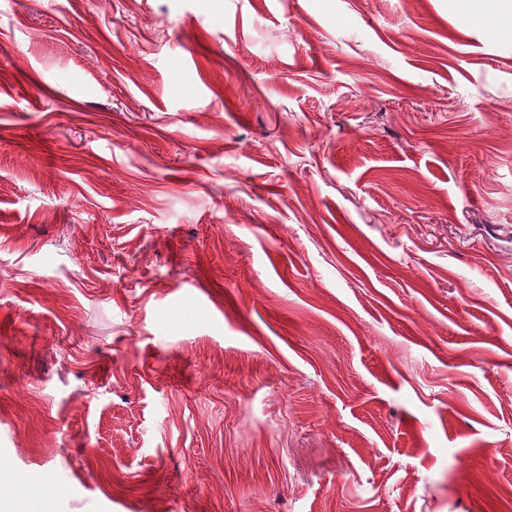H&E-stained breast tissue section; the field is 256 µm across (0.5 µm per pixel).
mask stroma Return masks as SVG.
<instances>
[{
    "label": "stroma",
    "mask_w": 512,
    "mask_h": 512,
    "mask_svg": "<svg viewBox=\"0 0 512 512\" xmlns=\"http://www.w3.org/2000/svg\"><path fill=\"white\" fill-rule=\"evenodd\" d=\"M0 469L54 512H512V22L0 0Z\"/></svg>",
    "instance_id": "obj_1"
}]
</instances>
